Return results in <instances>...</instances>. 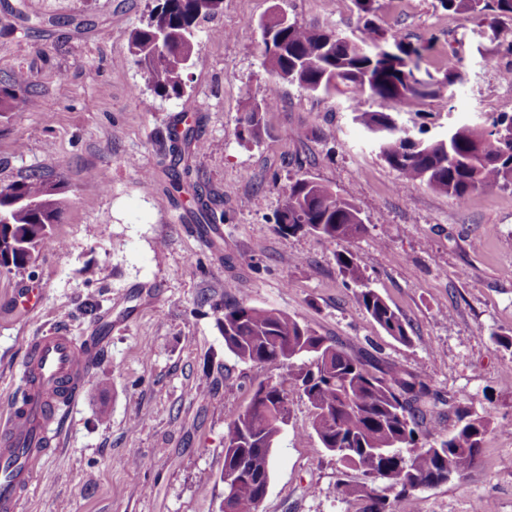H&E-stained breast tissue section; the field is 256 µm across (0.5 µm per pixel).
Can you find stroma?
<instances>
[{
  "label": "stroma",
  "mask_w": 512,
  "mask_h": 512,
  "mask_svg": "<svg viewBox=\"0 0 512 512\" xmlns=\"http://www.w3.org/2000/svg\"><path fill=\"white\" fill-rule=\"evenodd\" d=\"M28 29L0 10V78L24 71L36 90L0 118V180L30 171L63 181L62 247L33 266L0 271V395L25 359L22 338L64 326L77 341L112 317L103 355L67 409L61 447L37 479L25 512H220L227 417L253 386L287 368L241 362L224 345V305L278 309L379 365L425 378L437 398L426 427L450 434L460 407L491 431L464 478L416 491L418 512H512V189L480 190L466 203L427 185L401 186L353 120L346 96L279 85L260 141L242 136L244 105L262 100L259 23L280 9L298 23L357 33L352 0H224L197 32L183 97L156 96L128 49L152 0H27ZM378 23L414 43L434 41L423 66L456 52L465 74L454 97L418 100L397 120L427 136L512 113V83L478 24L438 0H378ZM194 126L188 181L224 212L221 249L197 229L196 210L168 176V132ZM308 139H298L299 131ZM303 172L358 203L366 231L330 242L279 233L282 185ZM351 252L375 289L410 324L389 336L340 273ZM40 308L16 309L24 290ZM335 457L321 448L312 413L291 397L288 429L273 450L260 512H358L334 495Z\"/></svg>",
  "instance_id": "stroma-1"
}]
</instances>
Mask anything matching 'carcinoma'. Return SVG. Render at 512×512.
<instances>
[{
    "instance_id": "carcinoma-1",
    "label": "carcinoma",
    "mask_w": 512,
    "mask_h": 512,
    "mask_svg": "<svg viewBox=\"0 0 512 512\" xmlns=\"http://www.w3.org/2000/svg\"><path fill=\"white\" fill-rule=\"evenodd\" d=\"M145 26L130 33L147 86L158 96L179 98L193 59L195 29L200 19L221 11L215 0H156ZM378 0H353L359 36L283 24L277 13L262 20L264 67L281 80L313 93L349 97L353 120L375 138L381 157L401 184L424 182L434 190L465 202L477 190L512 188V114L488 118L484 126H452L444 137L416 138L400 126L395 112H407L417 100L440 95L464 81L455 56L448 55L439 79L421 72L428 47L388 36L376 23ZM448 11L487 26L491 41L512 51V27L499 25L512 17V0H440ZM32 87L24 72L0 79V117L17 110ZM376 99L387 111L361 109L363 97ZM277 94L245 103L243 131L257 142L266 132L264 113L276 108ZM63 185L37 172L0 182V271L26 269L40 249L55 239L50 227L59 221L57 195ZM284 204L276 218L278 231L301 230L327 240H346L365 231L361 209L352 198L301 175L281 188ZM199 229L217 231V221L197 194ZM349 281L361 287L359 302L390 336L409 341L408 324L365 283V274L349 252L336 255ZM225 346L241 361L265 367L310 364L291 373V387L311 408L312 428L323 448L346 469L372 483L380 482L414 512V492L465 476L478 463L490 422L463 408L455 432L440 440L423 431L430 392L423 379L398 365L386 368L354 355L327 336L274 308L233 300L221 319ZM290 399L283 385L261 382L250 401L235 411L224 432V471L236 472L231 488L234 512H257L266 495L273 448L290 419ZM346 502L360 501V512H388L386 497L350 481L338 484Z\"/></svg>"
}]
</instances>
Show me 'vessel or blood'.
<instances>
[{
    "label": "vessel or blood",
    "instance_id": "b4317fda",
    "mask_svg": "<svg viewBox=\"0 0 512 512\" xmlns=\"http://www.w3.org/2000/svg\"><path fill=\"white\" fill-rule=\"evenodd\" d=\"M21 382L0 414V512H22L35 479L58 446L59 403L75 400L94 368L99 346L78 345L55 328L26 340Z\"/></svg>",
    "mask_w": 512,
    "mask_h": 512
}]
</instances>
